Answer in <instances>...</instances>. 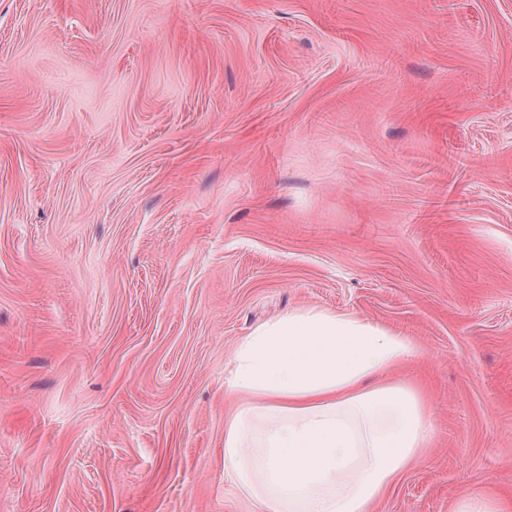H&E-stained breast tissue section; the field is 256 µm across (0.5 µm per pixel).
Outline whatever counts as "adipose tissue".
Wrapping results in <instances>:
<instances>
[{"label":"adipose tissue","instance_id":"ef3b65f1","mask_svg":"<svg viewBox=\"0 0 512 512\" xmlns=\"http://www.w3.org/2000/svg\"><path fill=\"white\" fill-rule=\"evenodd\" d=\"M408 337L350 312L307 306L237 347L224 470L265 512H368L426 446V412L384 373L413 358Z\"/></svg>","mask_w":512,"mask_h":512}]
</instances>
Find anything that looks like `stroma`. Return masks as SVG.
I'll list each match as a JSON object with an SVG mask.
<instances>
[{
    "label": "stroma",
    "mask_w": 512,
    "mask_h": 512,
    "mask_svg": "<svg viewBox=\"0 0 512 512\" xmlns=\"http://www.w3.org/2000/svg\"><path fill=\"white\" fill-rule=\"evenodd\" d=\"M410 337L369 512L512 504V0H0V512H263L229 362ZM499 499L490 494H476L462 502L455 512H503Z\"/></svg>",
    "instance_id": "1"
}]
</instances>
